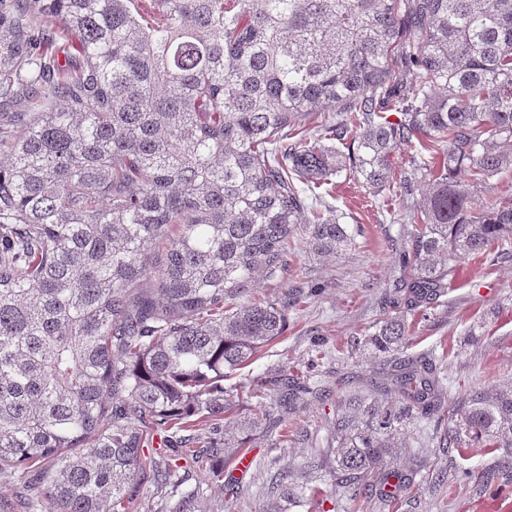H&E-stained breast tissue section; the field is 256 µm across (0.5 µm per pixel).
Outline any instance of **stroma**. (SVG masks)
<instances>
[{"instance_id":"35a3bbf8","label":"stroma","mask_w":512,"mask_h":512,"mask_svg":"<svg viewBox=\"0 0 512 512\" xmlns=\"http://www.w3.org/2000/svg\"><path fill=\"white\" fill-rule=\"evenodd\" d=\"M316 194L318 208L341 215L353 245L325 258L297 243L287 290L271 288L262 277L250 283L251 298L290 294L286 331L224 384L247 385L288 366L320 381L324 397L273 413L269 431L246 433L252 458L246 472L232 463L218 478L188 472L172 491L134 497L129 512H278L267 488L284 474L303 495V506L293 512H378L376 477L357 488L333 477L341 399L366 391L369 381L382 380L407 358L432 359L452 400L512 383V259L499 258L498 245L458 267L446 296L414 311L396 309L391 301L404 274L400 252L412 227L392 222V196L373 195L345 171ZM392 316L404 319L408 341L395 355L374 354L362 340ZM434 424L424 419L396 435L395 451L383 466L412 478L398 512H512V466L503 463L501 450L482 444L438 449L431 439ZM228 484L239 486V494H226Z\"/></svg>"}]
</instances>
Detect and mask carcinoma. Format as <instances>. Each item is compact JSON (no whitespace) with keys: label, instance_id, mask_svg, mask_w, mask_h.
Segmentation results:
<instances>
[{"label":"carcinoma","instance_id":"carcinoma-1","mask_svg":"<svg viewBox=\"0 0 512 512\" xmlns=\"http://www.w3.org/2000/svg\"><path fill=\"white\" fill-rule=\"evenodd\" d=\"M22 88L23 111L0 112V477L36 476L28 512H122L180 459L214 475L240 454L224 377L283 335L289 304L242 293L259 272L283 286L301 235L351 245L308 203L329 176L401 201L426 184L397 284L410 308L447 292L449 262L512 253V196L475 201L512 170V0H0V103ZM314 112L347 153L308 142ZM406 337L395 316L368 343ZM375 389L400 407L343 400L345 486L442 407L426 359ZM309 393L285 370L258 380L250 429ZM471 442L512 464V385L459 397L439 447Z\"/></svg>","mask_w":512,"mask_h":512}]
</instances>
